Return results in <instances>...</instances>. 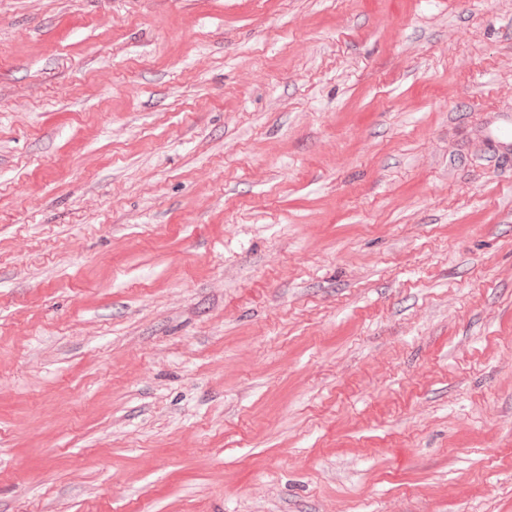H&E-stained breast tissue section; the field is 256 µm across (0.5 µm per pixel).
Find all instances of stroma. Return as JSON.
Here are the masks:
<instances>
[{
	"instance_id": "35a3bbf8",
	"label": "stroma",
	"mask_w": 512,
	"mask_h": 512,
	"mask_svg": "<svg viewBox=\"0 0 512 512\" xmlns=\"http://www.w3.org/2000/svg\"><path fill=\"white\" fill-rule=\"evenodd\" d=\"M512 0H0V512H512Z\"/></svg>"
}]
</instances>
